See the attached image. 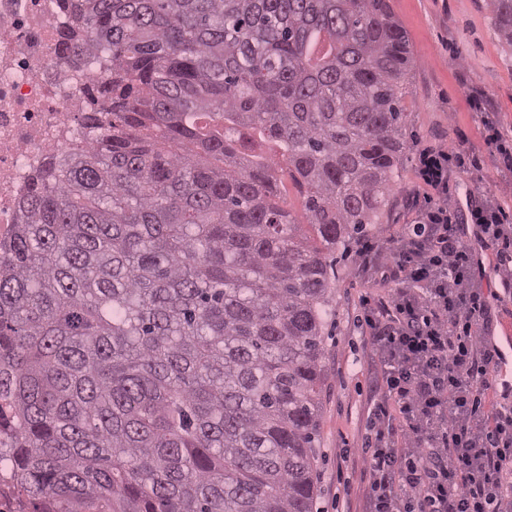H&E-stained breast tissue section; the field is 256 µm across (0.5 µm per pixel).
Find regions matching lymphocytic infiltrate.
<instances>
[{"label": "lymphocytic infiltrate", "mask_w": 512, "mask_h": 512, "mask_svg": "<svg viewBox=\"0 0 512 512\" xmlns=\"http://www.w3.org/2000/svg\"><path fill=\"white\" fill-rule=\"evenodd\" d=\"M463 164L455 145L420 149L416 225L395 252L376 236L356 250L363 269L394 284L362 299L367 359L383 368L360 454L366 512H512V403L498 398L486 333L496 302L512 296V211L471 206L465 238L450 188ZM480 250L494 252L491 272ZM490 274L499 291L481 287Z\"/></svg>", "instance_id": "1"}]
</instances>
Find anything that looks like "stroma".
I'll list each match as a JSON object with an SVG mask.
<instances>
[{
	"instance_id": "obj_1",
	"label": "stroma",
	"mask_w": 512,
	"mask_h": 512,
	"mask_svg": "<svg viewBox=\"0 0 512 512\" xmlns=\"http://www.w3.org/2000/svg\"><path fill=\"white\" fill-rule=\"evenodd\" d=\"M405 31L412 66L403 83L408 147L392 173V190L372 231L397 249L404 225L415 223L414 197L421 148L453 142L473 153L477 166L453 174L457 201L467 195L512 209V171L501 167L484 141L483 126L467 104L479 93L490 116L512 129V48L500 38L490 0H390ZM380 273L358 270L354 251L332 266L324 316L325 388L317 462L318 512H365L359 449L368 435L370 388L379 365L368 363L360 321V297L387 291Z\"/></svg>"
}]
</instances>
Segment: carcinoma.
Listing matches in <instances>:
<instances>
[{
	"mask_svg": "<svg viewBox=\"0 0 512 512\" xmlns=\"http://www.w3.org/2000/svg\"><path fill=\"white\" fill-rule=\"evenodd\" d=\"M74 24L110 107L0 247V463L57 512H314L331 255L406 150L407 36L389 0H78Z\"/></svg>",
	"mask_w": 512,
	"mask_h": 512,
	"instance_id": "carcinoma-1",
	"label": "carcinoma"
}]
</instances>
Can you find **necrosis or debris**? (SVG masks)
Here are the masks:
<instances>
[{"mask_svg":"<svg viewBox=\"0 0 512 512\" xmlns=\"http://www.w3.org/2000/svg\"><path fill=\"white\" fill-rule=\"evenodd\" d=\"M70 0H0V241L32 182L82 137L95 58L64 51Z\"/></svg>","mask_w":512,"mask_h":512,"instance_id":"necrosis-or-debris-1","label":"necrosis or debris"}]
</instances>
